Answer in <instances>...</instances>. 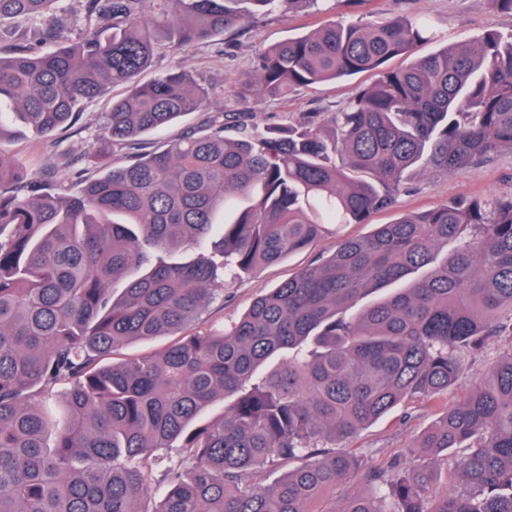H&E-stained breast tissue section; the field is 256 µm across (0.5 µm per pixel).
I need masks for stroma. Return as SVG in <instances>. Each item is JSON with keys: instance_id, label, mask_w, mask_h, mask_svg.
Instances as JSON below:
<instances>
[{"instance_id": "obj_1", "label": "stroma", "mask_w": 512, "mask_h": 512, "mask_svg": "<svg viewBox=\"0 0 512 512\" xmlns=\"http://www.w3.org/2000/svg\"><path fill=\"white\" fill-rule=\"evenodd\" d=\"M423 16L436 31L435 39L422 43L417 56L440 51L459 39L474 40L490 30L512 32V17L490 10L486 0H320L318 5L303 6L287 17H268L237 33L189 49L172 51L160 48L153 64L141 75L150 81L172 67L188 72L196 82L208 88L213 108L248 111L256 125H286L301 118L339 111L360 89L374 80L372 73H361L336 82L290 90L281 99L244 92L242 84L252 71L256 53L310 32L331 19L377 20L386 16ZM123 87L110 89L106 96L91 103L77 131L67 132L53 143L34 135L11 136L0 140L5 156L32 158L61 179L73 181L83 167L86 144L98 132L112 101L121 97ZM512 196V153L502 152L477 167H464L452 173L417 175L397 206L376 213L370 224H333L329 232L311 247L295 253L289 260L262 266L258 271L218 281L216 298L207 305L200 326L227 324L241 317L260 296L277 287L298 270L313 265L319 256L330 253L337 237H354L369 232L371 224H386L406 212H422L440 204L474 197ZM512 353V335L488 340L480 349H467L459 357L469 380L481 379L487 369ZM460 386L449 388L433 399L407 398L382 418L367 424L345 443L357 461V469L344 483L330 490L322 500L330 512H344L351 496L370 500L379 498V485L371 472L385 471L396 462L410 465L426 463L429 455L420 448L421 435L432 427L448 407L463 395Z\"/></svg>"}]
</instances>
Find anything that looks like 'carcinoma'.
I'll return each mask as SVG.
<instances>
[{
  "label": "carcinoma",
  "mask_w": 512,
  "mask_h": 512,
  "mask_svg": "<svg viewBox=\"0 0 512 512\" xmlns=\"http://www.w3.org/2000/svg\"><path fill=\"white\" fill-rule=\"evenodd\" d=\"M57 2L0 0V24L32 25L0 47V141L5 103L54 139L108 89L126 93L83 153L75 193L0 153V512H331L308 505L355 459L321 439L343 442L405 398L459 384L458 350L512 335V197L376 224L228 326L158 356L103 360L195 324L218 270L249 272L328 224L368 223L418 169L448 174L512 151V33L415 58L433 37L423 18L328 21L259 52L245 84L276 98L364 72L375 81L321 121L259 132L247 112L212 109L185 71L140 80L157 46L250 24L241 0H82L78 30L59 24ZM250 2L284 17L317 0ZM396 57L406 63L387 66ZM192 112L201 131L110 165L114 147ZM220 396L222 411L192 427ZM174 446L178 460L164 462ZM420 447L430 463L375 475L392 508L355 497L345 512H512V353ZM452 448L457 488L438 470ZM282 466L276 486L258 482Z\"/></svg>",
  "instance_id": "cac0c4a2"
}]
</instances>
